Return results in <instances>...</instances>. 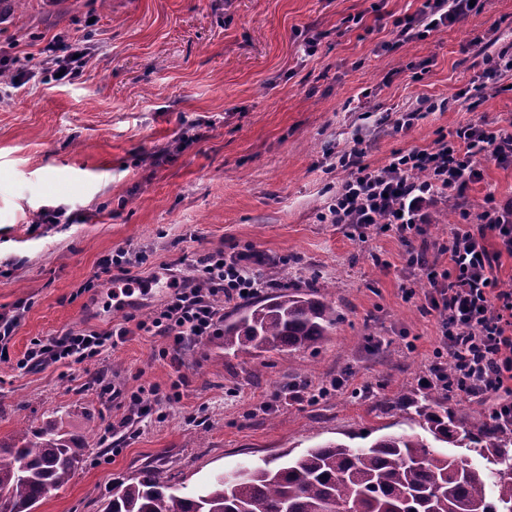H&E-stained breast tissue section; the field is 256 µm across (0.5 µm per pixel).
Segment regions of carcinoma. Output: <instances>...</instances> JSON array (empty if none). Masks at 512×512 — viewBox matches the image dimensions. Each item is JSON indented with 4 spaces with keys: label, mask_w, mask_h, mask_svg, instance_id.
<instances>
[{
    "label": "carcinoma",
    "mask_w": 512,
    "mask_h": 512,
    "mask_svg": "<svg viewBox=\"0 0 512 512\" xmlns=\"http://www.w3.org/2000/svg\"><path fill=\"white\" fill-rule=\"evenodd\" d=\"M336 309L296 289L261 297L224 321V351L260 356L316 347ZM427 435L386 434L364 447L326 443L272 467H241L187 495L157 465L112 487L106 512H512V431L494 422L474 434L433 392L417 402ZM457 443L485 464L435 449ZM86 448L48 421L0 440V512H34L66 485Z\"/></svg>",
    "instance_id": "obj_1"
}]
</instances>
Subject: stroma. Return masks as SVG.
I'll use <instances>...</instances> for the list:
<instances>
[{
    "label": "stroma",
    "mask_w": 512,
    "mask_h": 512,
    "mask_svg": "<svg viewBox=\"0 0 512 512\" xmlns=\"http://www.w3.org/2000/svg\"><path fill=\"white\" fill-rule=\"evenodd\" d=\"M422 0H26L0 5V314L22 312L0 342V440L57 421L87 452L71 480L36 512H103L113 481L161 465L194 490L243 464L319 443L368 445L419 432L412 397L434 359L438 315L426 280L396 235L361 238L319 212L345 179L335 152L385 164L397 149L432 147L439 132L480 116L512 121V91L484 90L476 112L454 96L496 45L512 43V0L426 39L402 40L394 19ZM84 36L83 73L57 82L38 63L55 38ZM317 36L314 55L304 52ZM437 109L409 132L399 113ZM512 194V167L484 164L463 196ZM58 224L32 223L41 208ZM253 248L257 273L317 291L338 322L313 349L234 356L206 342L172 360L167 338L136 331L81 363L18 366L32 340L145 319L169 294L180 258ZM124 248L144 262L116 283L99 275ZM344 378L311 404L295 385ZM111 381L123 396L101 392ZM153 404L134 417L130 396Z\"/></svg>",
    "instance_id": "1"
}]
</instances>
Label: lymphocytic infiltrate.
I'll use <instances>...</instances> for the list:
<instances>
[{
	"mask_svg": "<svg viewBox=\"0 0 512 512\" xmlns=\"http://www.w3.org/2000/svg\"><path fill=\"white\" fill-rule=\"evenodd\" d=\"M484 0H423L414 14L397 19L402 36L424 38L481 11ZM93 55L83 37L59 41L44 64L62 79L80 76ZM512 167V129L491 128L477 119L442 134L429 149L392 151L386 164L365 163L359 152H342L336 166L348 176L319 213L327 224H343L358 235L391 232L407 245L406 264L429 284L425 299L436 311L438 347L423 375L428 386L489 405L496 422L512 428V291L497 276L502 257L512 258V196L487 194L478 211L462 209L442 244L426 243L427 226L441 204L482 181L484 162ZM421 238L420 247L410 239ZM496 238L489 249L488 238ZM437 258H429V250ZM250 251L225 255L216 249L193 260L182 287L153 316L137 321L139 331L170 339L173 351L186 341L221 335L224 303L266 288L248 264ZM127 327L79 330L34 340L21 368L48 362H82L117 347Z\"/></svg>",
	"mask_w": 512,
	"mask_h": 512,
	"instance_id": "1",
	"label": "lymphocytic infiltrate"
}]
</instances>
